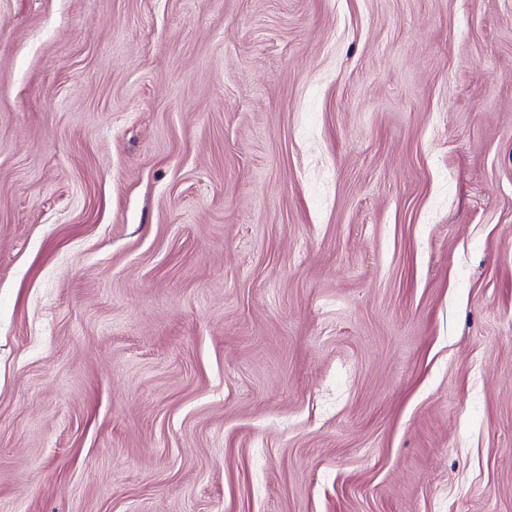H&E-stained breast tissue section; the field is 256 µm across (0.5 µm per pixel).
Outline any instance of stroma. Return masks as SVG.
Masks as SVG:
<instances>
[{
    "instance_id": "35a3bbf8",
    "label": "stroma",
    "mask_w": 512,
    "mask_h": 512,
    "mask_svg": "<svg viewBox=\"0 0 512 512\" xmlns=\"http://www.w3.org/2000/svg\"><path fill=\"white\" fill-rule=\"evenodd\" d=\"M0 512H512V0H0Z\"/></svg>"
}]
</instances>
